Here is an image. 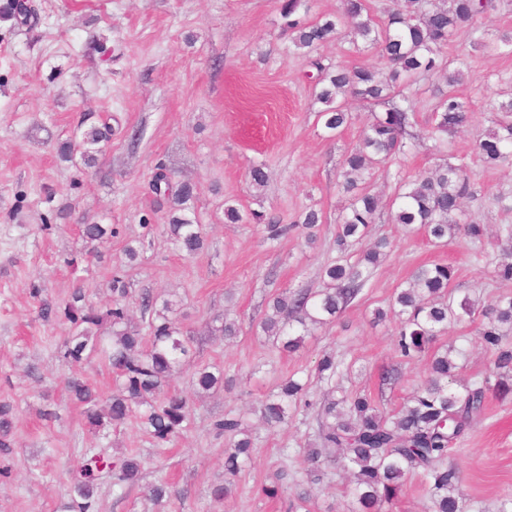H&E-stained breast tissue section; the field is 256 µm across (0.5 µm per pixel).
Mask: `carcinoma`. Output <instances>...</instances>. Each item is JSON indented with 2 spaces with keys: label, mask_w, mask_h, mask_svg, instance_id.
Here are the masks:
<instances>
[{
  "label": "carcinoma",
  "mask_w": 512,
  "mask_h": 512,
  "mask_svg": "<svg viewBox=\"0 0 512 512\" xmlns=\"http://www.w3.org/2000/svg\"><path fill=\"white\" fill-rule=\"evenodd\" d=\"M496 0H449L432 4L429 0H397L377 23L371 17L367 0H341L336 13L307 18L308 0H280L279 12L293 47L310 59L319 73L314 86V101L323 105L318 117L324 128L339 132L355 116L346 106L356 100L378 105L371 113L359 143L344 158L342 188L347 204L341 213L336 233V260L324 269L326 286L319 290L285 291L272 301V313L260 326L267 340L284 352H295L305 338L331 323L361 294L383 258L389 241L377 239L369 246L381 199L365 186V177L376 166L406 157L414 144L407 139L413 124V106L397 88L419 74H434L444 79L449 90L440 94L434 107L433 131L455 132L468 125L469 103L456 91L463 84L465 62L446 56L448 45L459 32L472 27L477 18L495 9ZM3 15L25 25L37 19L27 0H9ZM352 27L366 48L375 52L380 67L329 66L311 53L339 40L341 29ZM512 47V34L473 43V50L497 51ZM494 126L476 150L489 164L512 161V99L495 102ZM111 131L109 125L92 126L81 138L60 146L68 158L74 150L90 152ZM399 192L391 203L393 223L406 233L422 231L434 241L452 240L462 234L478 240L483 234L479 224L467 221L462 201L474 195L469 176L459 165L438 163L415 177L396 171ZM151 187L160 202L169 207V231L178 248L194 255L203 248L202 225L182 215L193 198V186L177 185L171 173L160 165ZM252 219L263 225L264 238L275 241L288 234L290 226L261 212ZM321 216L314 209L300 221L307 231V242L316 238L314 229ZM83 238L102 242L114 234L104 224L81 225ZM493 274L499 280H512V252L496 259ZM451 268L444 264L419 267L407 285L396 290L388 309L375 310V319L387 316L397 320L394 346L405 360L426 356L429 375L408 397L399 410L381 411L369 393L347 392L331 387L324 394L316 422V442L303 455L308 472L319 474L338 466L352 476L348 493L358 504L353 512H382L392 503L408 475L417 474L426 491L431 512H464V504L455 495L461 472L448 462V451L465 436L473 421L484 414L487 394L505 399L512 394V294H500L487 302L465 296L457 299L450 289ZM112 305L101 310L88 304L83 288H75L62 302L41 305V316L71 325L63 358L71 362L96 355L108 363L116 375L115 389L105 398L91 384L80 379L68 382L69 398L82 407L86 423L95 436L107 438L103 431L135 418L141 428L158 441L167 442L181 434L190 421L186 399L165 390L192 352L193 338L179 327L174 303L162 304L148 293L141 307L149 315V334L144 336L125 304L127 284L118 272L111 282ZM480 319L478 335L491 355L489 370L469 385L453 388L448 379L459 368L463 352L450 345L435 350L432 344L450 324ZM352 367L325 354L317 364L318 379L332 383L350 373ZM203 390L219 388L223 374L203 367L194 373ZM309 382L292 377L279 385V391L262 401V415L269 427L286 422L291 409L309 405ZM14 406L0 402V448L12 447ZM218 435L234 436L236 441L224 451V473L236 476L252 457V440L243 420L227 414L212 424ZM141 464L135 457L112 455V442L85 450L82 462L68 471L69 499L64 512H97V496L104 484L134 485L140 479Z\"/></svg>",
  "instance_id": "cac0c4a2"
}]
</instances>
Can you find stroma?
I'll use <instances>...</instances> for the list:
<instances>
[{
  "label": "stroma",
  "instance_id": "obj_1",
  "mask_svg": "<svg viewBox=\"0 0 512 512\" xmlns=\"http://www.w3.org/2000/svg\"><path fill=\"white\" fill-rule=\"evenodd\" d=\"M39 21L15 27L0 17V399L15 406L14 445L0 454V512H57L67 498L65 472L82 460L92 437L65 385L77 377L111 395L115 376L98 358L73 365L60 356L68 325L38 316L40 299H66L84 283L89 301L104 308L114 266L129 283L127 304L141 315V296L177 293L178 319L195 340L194 354L169 386L187 399L189 428L156 442L135 421L113 429L119 452L137 455L140 482L116 493L102 489L99 512H296V494L306 491L307 512H349L343 471L320 479L300 459L315 428L313 408L298 409L287 425L269 428L261 401L289 375L311 378L310 395L321 402L326 385L314 378L325 353L353 364L339 385L366 390L393 411L424 379L427 358L410 362L393 350L396 322L373 323L395 289L419 266H451L456 295L485 301L512 292V281L492 274L505 240L475 242L459 237L445 245L424 235H405L381 211L373 237L394 249L372 276L358 302L335 322L307 337L299 350L272 349L259 324L268 301L291 289H319L321 271L336 255V231L346 196L339 186L345 154L358 142L360 126L329 133L318 119L307 64L289 47L278 0H35ZM512 31V4L478 19L448 47L467 62L459 91L472 104L471 120L449 135L444 155L435 151L433 89L437 77L406 88L414 106L416 148L405 160L412 176L439 161L461 164L478 195L467 199L469 220L493 230L512 226V165H492L475 150L492 126L488 100L512 98V53H475L471 44ZM110 118L112 136L91 158L64 160L62 142ZM264 164V186L249 170ZM176 181L190 182L194 198L187 215L201 224L206 248L193 256L171 240L165 207L150 182L157 165ZM240 211L239 223L224 221L225 203ZM322 218L315 243L300 231L275 242L262 238L251 212L298 220L306 208ZM111 224L110 242L87 243L79 227ZM138 250L127 261L126 245ZM80 257L71 267L72 257ZM238 326L223 337L225 320ZM437 346L465 348L461 376L481 378L490 355L480 346L476 324L454 325ZM223 368L232 383L198 392V366ZM57 416L45 420L44 410ZM243 416L253 432L251 462L232 480L224 501L211 495L224 480L230 442L216 435L215 420ZM449 459L462 472L459 492L466 512H499L512 496V397L488 396L485 413ZM287 470L277 498L263 495L276 473ZM172 482L177 498L156 505L147 487Z\"/></svg>",
  "mask_w": 512,
  "mask_h": 512
}]
</instances>
